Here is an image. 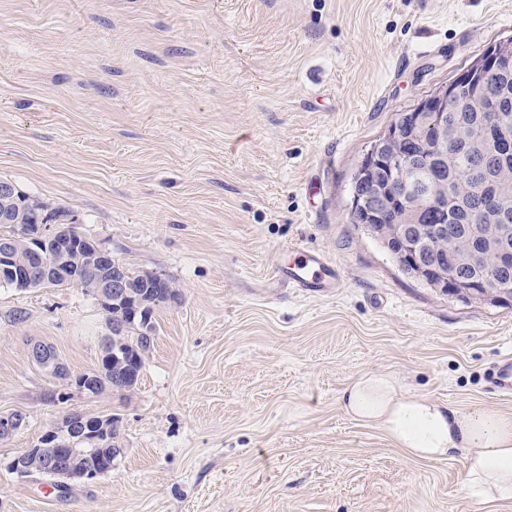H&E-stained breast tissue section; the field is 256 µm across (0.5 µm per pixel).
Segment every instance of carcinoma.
Listing matches in <instances>:
<instances>
[{
    "label": "carcinoma",
    "mask_w": 512,
    "mask_h": 512,
    "mask_svg": "<svg viewBox=\"0 0 512 512\" xmlns=\"http://www.w3.org/2000/svg\"><path fill=\"white\" fill-rule=\"evenodd\" d=\"M512 94V64L498 75H488L482 83H476L465 90L467 111L482 117V122L458 123L448 118V124L431 119L420 128L414 127L412 119L397 118L399 134L396 143L397 153L388 154L373 161L367 154L362 159L360 169L372 180L386 186L391 194L400 189L407 190V198L385 205L370 198L365 189L357 187L360 194L359 205L351 215L354 224H375L380 238L388 246L394 245V232L398 224H446L448 216L458 208L470 217L471 224H486L488 217L498 211L512 212V155L501 156L490 146L488 130L512 137V107L500 112L490 109V100L500 92ZM412 153L419 162L409 168L400 165L399 154ZM495 169L498 180L490 187L483 186L479 171ZM60 208L52 203L29 199L19 192L7 200L0 199V214H8L11 229L7 235L16 237L15 260L28 268L35 267L39 255L44 250L36 246L19 232L20 224H37L42 216L55 215ZM497 240H507L511 249L503 252L499 246L485 243L483 250V279L491 284L485 289V300L493 301L497 289L495 284L512 287V228L495 230ZM474 234L458 232L448 241V245L437 246L440 256L452 259L470 251L474 246ZM126 278L131 286L130 295L139 301L146 291L145 274L124 267ZM166 297L152 300L143 306L147 317H152L155 308L175 299L179 291L171 281L163 285ZM140 319L123 326H112V339L103 345L101 363L91 372L100 383V389L112 384L115 368L111 365L113 353H128L147 347V337L140 333ZM59 455V449L50 445L34 447L27 461L33 474L39 475L44 460Z\"/></svg>",
    "instance_id": "1"
}]
</instances>
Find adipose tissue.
Listing matches in <instances>:
<instances>
[{"instance_id":"ef3b65f1","label":"adipose tissue","mask_w":512,"mask_h":512,"mask_svg":"<svg viewBox=\"0 0 512 512\" xmlns=\"http://www.w3.org/2000/svg\"><path fill=\"white\" fill-rule=\"evenodd\" d=\"M339 402L346 415L381 429L411 459L441 461L461 451L463 498L512 503V415L482 407L461 411L409 393L398 377L380 372L356 377Z\"/></svg>"}]
</instances>
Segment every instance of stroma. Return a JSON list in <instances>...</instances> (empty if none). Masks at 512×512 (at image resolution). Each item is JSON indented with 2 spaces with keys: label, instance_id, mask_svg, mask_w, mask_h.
I'll return each mask as SVG.
<instances>
[{
  "label": "stroma",
  "instance_id": "35a3bbf8",
  "mask_svg": "<svg viewBox=\"0 0 512 512\" xmlns=\"http://www.w3.org/2000/svg\"><path fill=\"white\" fill-rule=\"evenodd\" d=\"M512 37V0H0V179L171 281L137 385L96 395L111 331L76 287L0 288V512H472L461 457L416 461L347 416L367 372L512 415L490 373L512 307L404 275L352 224L357 167L397 113ZM342 279L271 276L286 247ZM69 413L116 418L110 473L58 487L11 463ZM275 277L293 288L314 293H331L340 288V278L335 264L320 250L301 246L288 247V265H275Z\"/></svg>",
  "mask_w": 512,
  "mask_h": 512
}]
</instances>
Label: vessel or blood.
<instances>
[{
    "label": "vessel or blood",
    "instance_id": "obj_1",
    "mask_svg": "<svg viewBox=\"0 0 512 512\" xmlns=\"http://www.w3.org/2000/svg\"><path fill=\"white\" fill-rule=\"evenodd\" d=\"M275 277L289 286L314 293H330L339 287L340 278L335 264L320 250L292 246L288 249V262L272 268Z\"/></svg>",
    "mask_w": 512,
    "mask_h": 512
}]
</instances>
